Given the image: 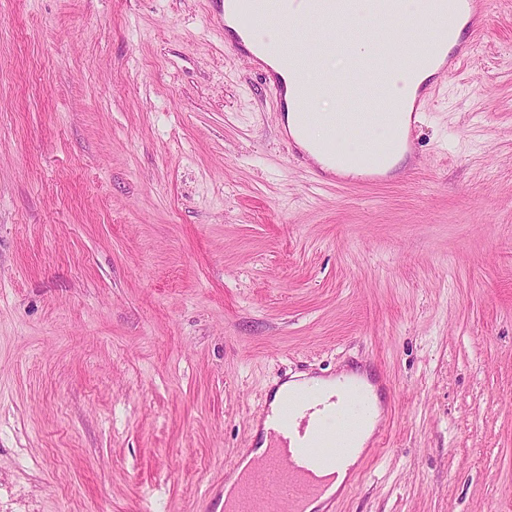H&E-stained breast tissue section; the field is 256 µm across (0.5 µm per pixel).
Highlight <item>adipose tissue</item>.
Instances as JSON below:
<instances>
[{
  "instance_id": "1",
  "label": "adipose tissue",
  "mask_w": 512,
  "mask_h": 512,
  "mask_svg": "<svg viewBox=\"0 0 512 512\" xmlns=\"http://www.w3.org/2000/svg\"><path fill=\"white\" fill-rule=\"evenodd\" d=\"M434 0H284L281 22L306 21L317 25V42L326 44L322 70L337 81L357 78L368 63L392 59L386 95L380 111L358 126L334 122L333 112H302L297 103L317 102L312 77L297 69L284 51V39L274 34L263 61L286 79L284 128L293 144L324 173L358 177L386 174L407 162L409 113L401 101L415 95L430 79L412 67L416 55L412 36L403 21L419 15L435 19Z\"/></svg>"
}]
</instances>
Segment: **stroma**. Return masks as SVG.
Returning <instances> with one entry per match:
<instances>
[{
  "label": "stroma",
  "mask_w": 512,
  "mask_h": 512,
  "mask_svg": "<svg viewBox=\"0 0 512 512\" xmlns=\"http://www.w3.org/2000/svg\"><path fill=\"white\" fill-rule=\"evenodd\" d=\"M224 0H0V512H224L270 390L381 377L323 512H512V0L412 161L318 182Z\"/></svg>",
  "instance_id": "35a3bbf8"
}]
</instances>
